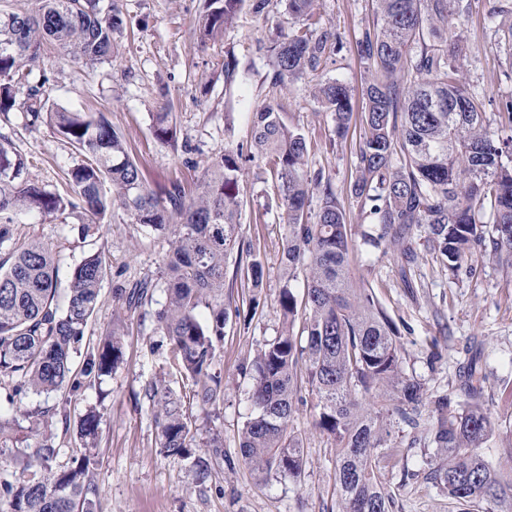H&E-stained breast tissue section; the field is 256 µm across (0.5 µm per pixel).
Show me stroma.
<instances>
[{"mask_svg": "<svg viewBox=\"0 0 512 512\" xmlns=\"http://www.w3.org/2000/svg\"><path fill=\"white\" fill-rule=\"evenodd\" d=\"M124 20L119 51L112 61L74 63L55 46L49 47L34 73L44 76L50 107L101 112L125 136L129 152L142 170L146 185L157 191L180 186L195 197L207 164L227 150L248 147L256 110L272 104L289 124L299 126L309 148V168L322 173L336 191L355 242L350 255L358 285L373 288L401 332V359L406 374L429 391L458 392L459 362L470 345L486 376L485 396L492 411L512 413V273L492 261L475 263L472 271L451 275L429 251L425 228L414 230L415 260L409 280L400 275L401 260L393 250L361 243L371 219L349 192L355 152L363 134L361 89L368 76L357 41L365 29L380 22L375 0H318L317 11L341 43L328 60L324 76L346 83L355 111L344 140L334 134V120L318 103L312 85L300 79L275 89L272 68L260 44L268 43L290 23L281 0H270L263 13L243 8L234 28L201 41L195 19L204 0H115ZM459 31L470 48L464 63L469 91L488 99L492 132L507 136L512 129L499 122L497 102L512 98V68L498 44L495 25L484 11L463 17ZM234 53L238 73L224 82V57ZM173 114L172 143L153 134V114L161 107ZM0 135L29 161V177L50 191L67 189L65 173L82 160L48 123H31L15 109L0 119ZM240 234L263 264L260 305L251 320L234 319L213 370L224 383V401L215 416L197 413L200 436L221 430L230 462L206 485H199L186 462L164 456L157 443L155 412L144 395L146 383L165 378L183 390L166 337L155 330V309L165 302L155 290L151 306L130 312L115 291L156 277L169 249L167 237L132 223L119 208L105 219L76 211L58 217L20 214L14 234L19 241L40 239L55 248L60 280L88 253L100 250L108 261L85 343L113 334L123 346V360L102 381L91 382L74 396L72 418L96 408L99 435L93 453L97 464L90 475L95 512H336L333 483L336 447L315 430L310 403L298 404L294 426L302 433L306 470L302 483L288 479L259 480L238 459L239 435L251 408L241 366L250 362L265 341L278 336L282 324L278 299L284 283L302 293L305 268L286 280L280 265L285 225L279 210L268 208L274 177L263 161L244 162L239 173ZM88 235H79L81 225ZM386 442L392 458L384 463L381 480L393 496V512H448V499L423 477L402 476L403 460L418 461L423 443L415 432L395 421Z\"/></svg>", "mask_w": 512, "mask_h": 512, "instance_id": "1", "label": "stroma"}]
</instances>
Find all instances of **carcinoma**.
<instances>
[{
    "label": "carcinoma",
    "mask_w": 512,
    "mask_h": 512,
    "mask_svg": "<svg viewBox=\"0 0 512 512\" xmlns=\"http://www.w3.org/2000/svg\"><path fill=\"white\" fill-rule=\"evenodd\" d=\"M245 2L210 0L197 23L201 39L233 27ZM315 2L287 0L295 23L266 52L275 83L315 80L314 95L332 112L336 138L343 139L352 94L344 82L320 74L335 34L324 27ZM472 2L376 0L382 25L358 42L369 77L362 89L364 136L349 189L378 226L376 234L363 233L364 243L376 249L388 243L409 263L412 230L424 225L436 261L454 272L477 255L512 269V136L500 139L489 131L484 97L468 91L462 75L467 48L457 28ZM123 29L113 0H37L32 11L0 13V114L14 109L15 77L40 61L47 42L74 61L103 63L118 51L116 35ZM27 112L36 122L47 118L86 162L66 173L69 193L52 192L31 181L26 157L0 142V249L7 248L0 255V381H11L8 403L29 391L61 392L65 397L52 408H36L28 417L59 421L84 446L94 444L98 413L89 409L73 425L68 404L83 387L81 378L111 374L123 356L119 338H106L75 374L74 357L107 275L105 254L97 250L73 267L61 301L53 246L41 240L17 246L13 227L21 213L50 217L81 209L103 216L116 206L134 223L170 237L158 277L115 295L136 310L152 303L156 288L167 292V304L156 312L157 330L168 338L187 387L177 394L160 379L145 395L156 411L161 452L187 462L205 484L211 462L224 458V443L218 432L197 441L192 407L205 411L224 399L211 366L230 321L223 291L227 259L239 238L238 173L243 157L260 158L271 164L275 203L286 217L282 262L288 277L301 266L308 273L300 297L283 285L281 332L252 360L247 399L253 414L241 429L242 462L255 473L302 482L304 447L292 420L305 387L314 399L315 427L335 443L338 512H392L393 497L380 480L391 418L422 429L434 450V457L422 460L424 478L456 512H512V480L499 475L502 459L482 452L492 436L512 435V415L499 417L487 406L475 359L463 367L458 402L427 394L404 373L394 321L372 289L354 286L351 237L336 193L309 171L307 139L283 113L271 104L253 113L248 154L240 148L215 158L199 196L188 201L178 186L162 192L146 187L124 136L103 113L48 107L43 81L28 87ZM153 133L163 142L172 139L170 113L154 115ZM317 189L319 206L311 216ZM237 269L244 270L247 288L261 287L262 265L251 250ZM27 440L0 407V455ZM14 460L22 473L0 479V512H94V456L84 452L69 467L41 475L31 456L19 452Z\"/></svg>",
    "instance_id": "obj_1"
}]
</instances>
